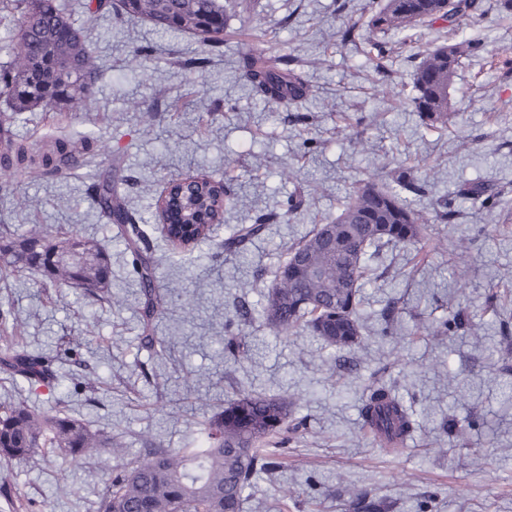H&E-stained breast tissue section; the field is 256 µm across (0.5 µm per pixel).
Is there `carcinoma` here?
I'll return each mask as SVG.
<instances>
[{
	"instance_id": "1",
	"label": "carcinoma",
	"mask_w": 512,
	"mask_h": 512,
	"mask_svg": "<svg viewBox=\"0 0 512 512\" xmlns=\"http://www.w3.org/2000/svg\"><path fill=\"white\" fill-rule=\"evenodd\" d=\"M21 13L16 33V59L0 69V89L13 91L16 115L34 106L44 112H58L68 102L89 98L100 79L91 48L83 32L75 27L57 0H14ZM121 11L129 17L150 22L161 32L182 31L199 36L210 46L224 42V0H120ZM482 0H384L367 21L370 32L382 36L398 34L438 21L451 28L482 18ZM215 25L212 31L199 29L201 20ZM482 48L476 41L442 45L419 55L414 65L407 105L427 130L453 125L457 112L450 89L464 59ZM57 52L71 64L75 78L47 97L29 90L43 69V54ZM244 78L254 95L265 103L285 107L305 100L311 87L288 68L282 56L258 53L244 60ZM73 142L65 137H48L37 147L24 140L4 138L0 149V171L32 169L61 173L77 167ZM189 188L199 194L206 214L223 216L233 204L224 180L198 172L189 176ZM424 181L412 169L391 170L383 182L369 177L354 187L336 217L317 225L290 250L287 261L274 273L272 285L263 294L261 317L276 336L307 331L338 351L359 345L363 325L360 286L368 278L365 263L368 250L412 246L425 259L439 248L426 233V224H450L454 201L435 203L434 219L407 197H422ZM90 194L102 217L120 231L132 256L141 286V317L145 340L152 344L155 318L164 310L165 296L157 284L156 268L146 256L150 243L146 230L118 194L112 168L94 176ZM267 219L258 217L224 239V250L242 252L262 235ZM217 225L200 224L195 238L184 243L172 228L160 229L169 251L192 255L199 245L213 239ZM70 239L56 241L41 233L25 238L4 250L10 257L5 265L36 268L58 286L98 288L109 278V268L98 245L84 243L87 262L60 267L52 273L40 253L64 251ZM0 365L31 385H51L57 374L49 359L18 350L6 326L0 327ZM361 414L375 443L392 451L403 447L412 422L403 404L384 386L369 388L362 400ZM304 419L293 417L292 405L284 398L256 396L240 390L224 407L215 411L201 432L200 446L191 448L154 447L123 465L106 483L98 512H241L243 494L253 476L269 466L266 449L288 441ZM44 448L62 458L104 452L112 453L111 440L92 431L85 423L63 412L37 413L24 402L0 406V461H25Z\"/></svg>"
}]
</instances>
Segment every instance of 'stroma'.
<instances>
[{
    "instance_id": "obj_1",
    "label": "stroma",
    "mask_w": 512,
    "mask_h": 512,
    "mask_svg": "<svg viewBox=\"0 0 512 512\" xmlns=\"http://www.w3.org/2000/svg\"><path fill=\"white\" fill-rule=\"evenodd\" d=\"M85 2L65 0L102 77L89 100L64 111L66 134L89 137L91 160L65 174L7 175L0 225L15 240L40 225L57 238L96 241L109 279L92 293L55 288L35 270L0 278L14 340L52 359L59 376L57 386H32L0 369V404L63 411L131 458L154 445L187 446L237 389L281 396L295 402L306 427L274 470L255 474L242 512H512V17L483 0L479 22L386 36L389 54L378 65L362 40L342 41L340 32L364 24L380 0H224L216 47L114 8L88 15ZM465 38L488 49L457 71L451 100L459 118L424 132L402 97L412 55ZM261 50L287 58L312 99L289 111L256 99L241 72L245 57ZM492 51L500 64H489ZM111 163L127 207L148 225L177 176L228 179L236 200L216 240L199 246L200 261L173 259L152 241L167 296L152 346L142 338L132 257L87 192ZM398 166L428 182L417 208L455 197L456 220L428 232L452 246L465 241L464 255L435 253L417 264L412 249L398 248L376 258L352 350L337 352L307 333L272 335L257 312L291 246L335 217L359 181ZM475 181L493 187L494 204L456 198ZM271 212L278 221L243 253L219 252L236 225ZM456 314L457 328L434 335ZM231 334L245 337L243 358L225 353ZM380 381L393 386L413 423L397 452L376 446L360 414ZM124 458L64 460L45 450L0 466V485L12 494L0 497V512H97Z\"/></svg>"
}]
</instances>
